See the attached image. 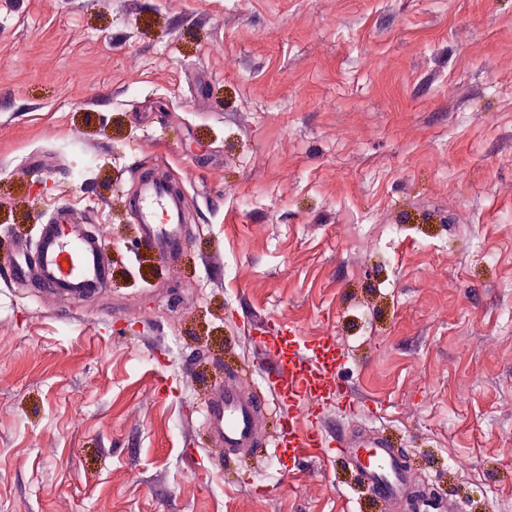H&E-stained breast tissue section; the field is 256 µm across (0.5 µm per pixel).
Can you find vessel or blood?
I'll return each instance as SVG.
<instances>
[{
    "mask_svg": "<svg viewBox=\"0 0 512 512\" xmlns=\"http://www.w3.org/2000/svg\"><path fill=\"white\" fill-rule=\"evenodd\" d=\"M139 218L145 244L160 258H167L183 234L179 202L169 199L162 185L144 184ZM35 264L41 280L65 295L93 291L107 276L101 244L84 233L79 225L71 223L63 212L58 213L53 223L45 225ZM269 334L260 349L274 366L267 383L276 400L301 405L329 400L337 390L340 349L336 340L320 336L308 341L295 331L276 327L270 328ZM259 414L252 396L238 386L228 385L209 399L203 422L225 448L249 452L258 444ZM273 446L279 457L291 459L299 449L326 450L331 443L320 435L313 423L301 425L291 420L282 424ZM339 451L379 494L392 497L402 491L406 478L395 467L385 440L359 435L340 446Z\"/></svg>",
    "mask_w": 512,
    "mask_h": 512,
    "instance_id": "obj_1",
    "label": "vessel or blood"
}]
</instances>
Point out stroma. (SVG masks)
Segmentation results:
<instances>
[{
  "mask_svg": "<svg viewBox=\"0 0 512 512\" xmlns=\"http://www.w3.org/2000/svg\"><path fill=\"white\" fill-rule=\"evenodd\" d=\"M147 172L188 213L165 260ZM62 208L95 293L18 265ZM273 324L343 350L327 439L512 512V0H0V512H407L274 454ZM227 384L257 452L202 422Z\"/></svg>",
  "mask_w": 512,
  "mask_h": 512,
  "instance_id": "obj_1",
  "label": "stroma"
}]
</instances>
